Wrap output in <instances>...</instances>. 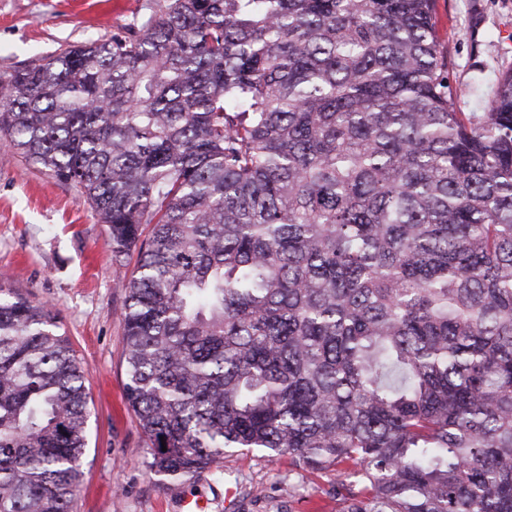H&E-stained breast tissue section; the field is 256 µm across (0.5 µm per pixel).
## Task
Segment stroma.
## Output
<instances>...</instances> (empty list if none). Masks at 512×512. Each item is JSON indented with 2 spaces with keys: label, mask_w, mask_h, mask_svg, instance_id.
I'll list each match as a JSON object with an SVG mask.
<instances>
[{
  "label": "stroma",
  "mask_w": 512,
  "mask_h": 512,
  "mask_svg": "<svg viewBox=\"0 0 512 512\" xmlns=\"http://www.w3.org/2000/svg\"><path fill=\"white\" fill-rule=\"evenodd\" d=\"M149 0H0V78L67 46L104 41ZM440 50L461 112L484 111L512 68V0H436ZM135 257L112 259L107 228L78 186L29 165L0 136V282L48 305L86 369L91 402L74 512H336L335 471L289 466L264 451L227 453L218 473L170 478L150 467L130 409L121 311Z\"/></svg>",
  "instance_id": "35a3bbf8"
}]
</instances>
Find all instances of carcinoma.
<instances>
[{
	"label": "carcinoma",
	"instance_id": "obj_1",
	"mask_svg": "<svg viewBox=\"0 0 512 512\" xmlns=\"http://www.w3.org/2000/svg\"><path fill=\"white\" fill-rule=\"evenodd\" d=\"M435 0H153L0 81L80 187L151 468L344 466L338 512H512V68L459 112ZM86 370L0 285V512H71Z\"/></svg>",
	"mask_w": 512,
	"mask_h": 512
}]
</instances>
